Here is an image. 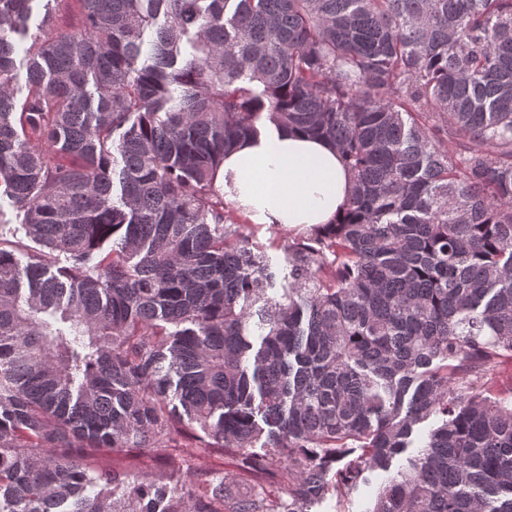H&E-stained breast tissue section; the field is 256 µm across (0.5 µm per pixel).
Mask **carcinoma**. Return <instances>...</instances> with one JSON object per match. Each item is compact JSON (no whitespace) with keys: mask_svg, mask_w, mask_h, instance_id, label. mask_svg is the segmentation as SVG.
Here are the masks:
<instances>
[{"mask_svg":"<svg viewBox=\"0 0 512 512\" xmlns=\"http://www.w3.org/2000/svg\"><path fill=\"white\" fill-rule=\"evenodd\" d=\"M36 2L0 0V190L42 246L0 238V512H311L376 472L369 512H512V388L479 383L512 362V0H75L19 100ZM273 128L355 180L280 292L214 182ZM90 460L97 465L119 466L128 474L140 477L151 476L156 471V463L148 456L132 448L121 453L112 452V448H94Z\"/></svg>","mask_w":512,"mask_h":512,"instance_id":"1","label":"carcinoma"}]
</instances>
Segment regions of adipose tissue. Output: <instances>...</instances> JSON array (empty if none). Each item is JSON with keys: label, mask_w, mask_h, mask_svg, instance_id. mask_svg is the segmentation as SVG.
I'll use <instances>...</instances> for the list:
<instances>
[{"label": "adipose tissue", "mask_w": 512, "mask_h": 512, "mask_svg": "<svg viewBox=\"0 0 512 512\" xmlns=\"http://www.w3.org/2000/svg\"><path fill=\"white\" fill-rule=\"evenodd\" d=\"M215 180L239 214L300 231L334 222L353 187L336 147L299 133L240 141Z\"/></svg>", "instance_id": "obj_1"}]
</instances>
